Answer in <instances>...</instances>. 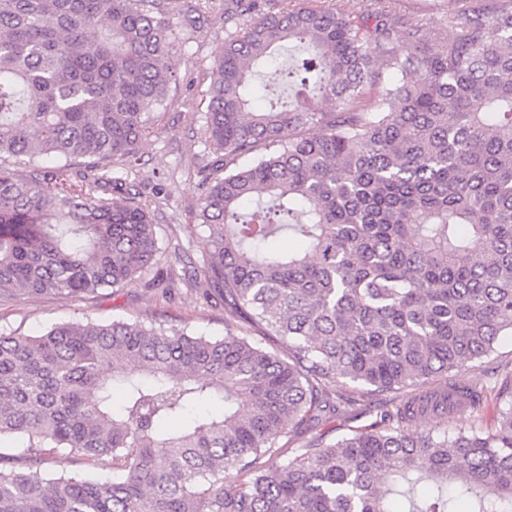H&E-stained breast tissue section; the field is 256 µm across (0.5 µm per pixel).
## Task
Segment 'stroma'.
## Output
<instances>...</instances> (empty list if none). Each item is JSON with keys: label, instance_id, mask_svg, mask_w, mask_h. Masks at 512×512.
<instances>
[{"label": "stroma", "instance_id": "1", "mask_svg": "<svg viewBox=\"0 0 512 512\" xmlns=\"http://www.w3.org/2000/svg\"><path fill=\"white\" fill-rule=\"evenodd\" d=\"M225 0H211L195 23L169 12L174 77L169 101L160 109L153 132L142 145L132 180L154 213L162 250L153 270L119 291L71 297L41 295L0 302V331L16 329L38 334L62 322L94 320L138 321L144 324L189 326L197 333L222 337L226 326L254 336L257 328L243 311L220 302H207L209 285L198 265L209 249L208 231L198 226L201 172L211 159L201 119V99L210 78L209 67L224 43L242 27L240 17L225 18ZM194 232H186V225ZM463 382L486 383V410L492 422L496 405L507 403L505 384L512 380V336L501 337L488 357L467 363L459 373ZM337 393L353 398L348 413L320 421L291 436L289 445L302 448L320 437L335 438L373 420L356 384L339 380Z\"/></svg>", "mask_w": 512, "mask_h": 512}]
</instances>
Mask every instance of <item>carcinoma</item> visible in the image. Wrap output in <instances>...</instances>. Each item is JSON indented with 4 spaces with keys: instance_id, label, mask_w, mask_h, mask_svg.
I'll list each match as a JSON object with an SVG mask.
<instances>
[{
    "instance_id": "carcinoma-1",
    "label": "carcinoma",
    "mask_w": 512,
    "mask_h": 512,
    "mask_svg": "<svg viewBox=\"0 0 512 512\" xmlns=\"http://www.w3.org/2000/svg\"><path fill=\"white\" fill-rule=\"evenodd\" d=\"M169 2L0 0V160L33 168L0 164V301L155 264L151 209L112 163L137 160L167 101ZM327 2L228 0L250 20L204 94V273L288 359L229 326L0 332V448L22 449L0 452V512H512V402L493 431L407 433L480 407L457 373L512 335V0H465L440 41ZM287 43L294 99L275 100L260 68ZM340 378L403 398L267 465L355 404ZM59 450L120 476L49 478Z\"/></svg>"
}]
</instances>
